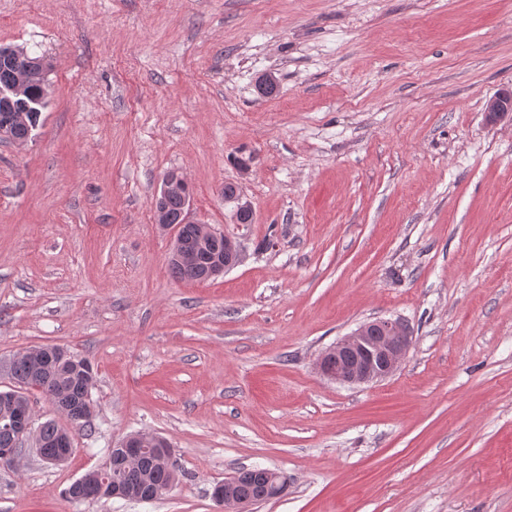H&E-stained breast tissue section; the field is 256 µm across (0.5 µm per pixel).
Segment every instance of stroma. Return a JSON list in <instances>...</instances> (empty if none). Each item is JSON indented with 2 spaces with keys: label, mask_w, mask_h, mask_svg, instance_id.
<instances>
[{
  "label": "stroma",
  "mask_w": 512,
  "mask_h": 512,
  "mask_svg": "<svg viewBox=\"0 0 512 512\" xmlns=\"http://www.w3.org/2000/svg\"><path fill=\"white\" fill-rule=\"evenodd\" d=\"M0 46L49 83L0 140V389L34 346L96 371L69 459L0 468V512H220L253 466L288 480L253 512H512V0H0ZM171 169L241 245L215 279L171 274ZM378 318L413 332L396 373H317ZM134 431L171 442L168 493L66 498ZM489 122L498 123L504 120L512 122V94H502L488 100L485 107Z\"/></svg>",
  "instance_id": "stroma-1"
}]
</instances>
